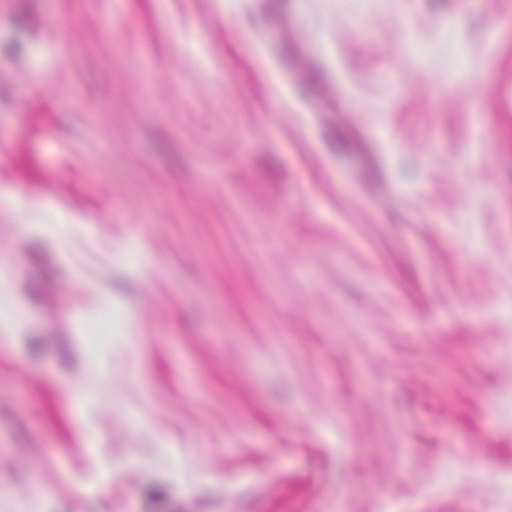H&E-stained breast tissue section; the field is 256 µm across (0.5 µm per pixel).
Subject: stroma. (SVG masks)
Wrapping results in <instances>:
<instances>
[{"mask_svg": "<svg viewBox=\"0 0 512 512\" xmlns=\"http://www.w3.org/2000/svg\"><path fill=\"white\" fill-rule=\"evenodd\" d=\"M361 2L0 0V512H512V0Z\"/></svg>", "mask_w": 512, "mask_h": 512, "instance_id": "stroma-1", "label": "stroma"}]
</instances>
